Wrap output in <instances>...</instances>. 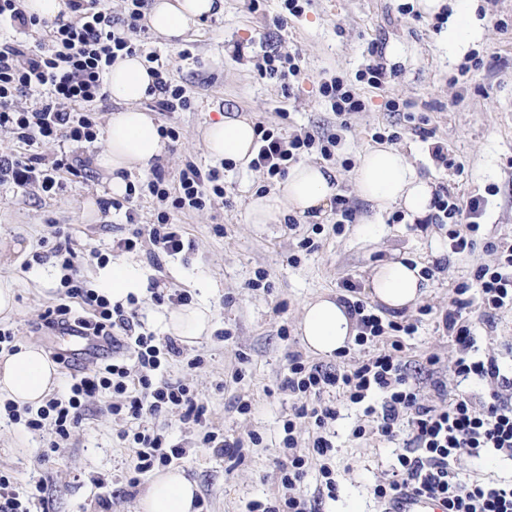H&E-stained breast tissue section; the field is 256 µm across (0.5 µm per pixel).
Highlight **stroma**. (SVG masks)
I'll return each instance as SVG.
<instances>
[{"label": "stroma", "instance_id": "35a3bbf8", "mask_svg": "<svg viewBox=\"0 0 512 512\" xmlns=\"http://www.w3.org/2000/svg\"><path fill=\"white\" fill-rule=\"evenodd\" d=\"M469 7L480 28L453 47L446 41L456 18L452 0H444L433 14L409 10L407 0H305L302 15L285 25L278 22L282 0H259L254 12L246 0H224L223 14L179 43L148 34L147 50L156 52L191 101L187 110L156 117L158 124L174 125L180 132L178 142L168 143L159 170L173 183L191 160L201 169H218L224 180L223 196L180 218L193 250L159 261L145 249L132 255L155 288L186 290L193 302H207L213 313L210 334L184 346L163 374L171 382L191 383L206 396L209 426L237 437L256 433L262 438L260 444L247 445L244 462L236 466L209 448L175 461V468L196 482L204 512H248L251 502L278 493L277 446L291 409L278 386L290 352L336 368L376 353L377 343L368 342L350 344L341 358L321 356L304 348L298 332L301 309L316 296L345 298L344 285L350 282L357 298L368 299L367 277L375 264L404 256L432 269L417 306L396 314L386 310L382 316L417 321V332L403 337L402 344L405 359L422 367V394L434 398V384L443 379L449 392H456L458 347L441 313L456 286L471 284L477 266L494 257L482 249L451 253L447 225H420L395 210L376 211L357 197L352 175L359 154L375 146L376 132L397 133V147L436 191L464 199L494 189L478 238H512V0H470ZM374 46L381 48L384 65L397 73L380 90L359 80L373 61L369 50ZM267 52L299 54L300 77L261 74L256 63ZM334 74L357 85L367 100L365 111L343 122L320 93L323 78ZM391 98L400 102L399 111H386ZM235 113L248 114L285 136L303 128L340 134L341 144L330 160L316 152L303 159L325 162L336 171L339 192L354 209L352 222L337 226L330 211L294 225L284 217L274 224L249 223L248 194L266 186L265 175L215 166L200 138L208 122ZM426 131L431 134L427 140L422 137ZM433 140L447 144V163L433 159L428 150ZM110 195V177L95 164L86 176L67 177L65 190L51 199L0 184V244L8 246L0 255V279L15 284L17 311L8 324L20 343L38 345L49 355L63 345L58 333L36 327L47 306L66 300L61 274L53 261L32 260L52 247L56 226L67 227L76 246L120 259L112 241L129 229L124 216L103 211L94 220L82 217L88 199ZM306 237L314 242L309 252L298 248ZM260 271L266 275L265 287L249 288ZM468 296L473 303L467 317L481 354L512 364V310H486L476 301L477 291ZM284 329L289 332L285 338L280 335ZM197 355L203 368L188 370L187 360ZM432 356L438 363L434 371H425ZM242 400L252 402L250 414L238 413ZM110 402L107 395L91 400L88 418L51 454L42 434L1 414L0 469L22 486L44 482L43 512H136L149 478L129 484L130 452L117 435ZM367 422L362 407L341 406L334 424L337 492L326 512L377 510L371 488L390 474L396 446L351 438V429ZM100 478L107 481L106 489L97 488Z\"/></svg>", "mask_w": 512, "mask_h": 512}]
</instances>
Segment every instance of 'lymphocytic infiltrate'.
I'll list each match as a JSON object with an SVG mask.
<instances>
[{
  "mask_svg": "<svg viewBox=\"0 0 512 512\" xmlns=\"http://www.w3.org/2000/svg\"><path fill=\"white\" fill-rule=\"evenodd\" d=\"M125 2L124 11L116 14L105 0H66L74 18L62 23L27 15L21 0H0V29L31 30L39 35L32 45L0 41V130L24 147L23 152L0 155V182H11L23 191L34 187L41 195L54 197L63 191L66 176L86 173L90 160L79 150L100 138L92 105L107 98V71L118 56L145 52L140 38L145 0ZM145 54L154 65L155 54ZM24 96L36 97L35 106H20ZM257 133V155L250 166L270 180L284 177L289 165L305 151L315 149L323 158H331L340 142L338 135L322 136L314 131L286 137L261 126ZM45 142L56 144L57 152L50 156L36 152V145ZM223 193L217 171H202L191 162L180 170L174 186L164 174L154 173L130 185L124 198L104 200V209L124 211L130 221L135 218L132 203L136 197L148 194L159 203L155 222L113 240L112 246L131 253L147 243L155 256H176L190 244L185 226L177 222L178 214L204 209L211 196ZM488 206V199L479 194L463 201L443 194L436 201L443 219L456 225L449 233L452 253H471L481 246L494 256L493 263L480 265L475 273L484 307L511 310L512 241L480 243L474 237ZM56 235L58 241L50 255L64 272L62 285L68 301L46 307L39 315L41 324L101 338L111 346L112 356L70 374L64 393L50 396L38 408L21 409L14 402H5L1 407L8 417L30 431L49 432L48 447L55 451L85 420L89 399L111 395L109 411L120 426L121 440L128 443L129 481L133 484L140 475L186 454L164 429L139 426V419L145 416L180 412L183 423L198 427L203 447L224 458L242 460V440L208 427L207 406L193 386L158 378L163 359L181 355L177 342L144 332L137 308L111 304L106 295L88 286L80 274L81 266L105 262V255L94 248L75 247L64 230H57ZM347 306L358 320V343L414 331L412 323L383 320L362 300L348 301ZM465 307L464 300H454L442 322L460 349L455 376L485 382L488 390L482 394L461 391L450 395L441 387L436 400L426 399L396 341L390 349L342 371L308 363L297 353L290 355L288 372L280 384L292 402L278 446L282 492L252 503L249 512H320L324 500L335 499L336 482L328 464L335 445L329 426L339 411L335 401L322 398L330 390L348 403L363 405L365 415L376 421L371 432L379 438L403 442L390 477L373 487L381 512H390L398 498L412 493L440 502L444 512H512V479L464 481L456 471L457 461L464 456L490 454L512 464V376L496 358L472 356L474 339L462 315ZM305 420L313 423L316 434L304 453L298 447L295 429ZM315 461L320 464L322 481L310 495L303 483ZM43 492L40 483L19 490L12 475L0 471V512H31Z\"/></svg>",
  "mask_w": 512,
  "mask_h": 512,
  "instance_id": "obj_1",
  "label": "lymphocytic infiltrate"
}]
</instances>
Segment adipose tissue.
Segmentation results:
<instances>
[{
  "mask_svg": "<svg viewBox=\"0 0 512 512\" xmlns=\"http://www.w3.org/2000/svg\"><path fill=\"white\" fill-rule=\"evenodd\" d=\"M224 0H149L145 18L149 28L167 41L177 42L196 28L201 19L223 12ZM154 79L149 65L138 55L117 59L107 74L108 91L120 109L110 115L104 149L97 164L110 177L113 196H124L127 172L148 174L166 153L150 112L140 108ZM201 139L209 157L245 167L256 153V129L246 115L220 116L205 126ZM357 195L377 211L399 209L413 219L426 217L434 209V187L421 176L406 154L395 147L379 145L363 151L354 171ZM338 193L337 175L325 166L304 162L289 168L274 190L248 197V221L273 224L286 212L302 219H317L329 209ZM97 281L115 303L146 294L147 277L132 260L99 268ZM419 266L405 260L375 265L369 272L368 292L374 303L391 311L412 307L422 294ZM212 311L206 304L185 305L162 317L163 328L191 344L207 335ZM299 331L307 348L335 356L356 336L355 320L336 297L319 296L304 304ZM57 382V367L33 344L0 360V397L16 404L41 402ZM196 486L177 470L156 473L138 501V512H196Z\"/></svg>",
  "mask_w": 512,
  "mask_h": 512,
  "instance_id": "obj_1",
  "label": "adipose tissue"
}]
</instances>
